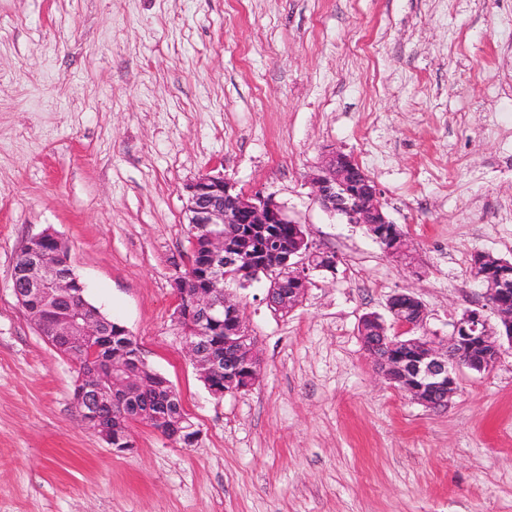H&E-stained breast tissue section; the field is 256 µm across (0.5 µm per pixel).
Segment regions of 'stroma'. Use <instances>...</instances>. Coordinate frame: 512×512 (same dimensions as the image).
<instances>
[{
  "label": "stroma",
  "instance_id": "obj_1",
  "mask_svg": "<svg viewBox=\"0 0 512 512\" xmlns=\"http://www.w3.org/2000/svg\"><path fill=\"white\" fill-rule=\"evenodd\" d=\"M378 185L413 257L314 199L328 150ZM223 176L305 224L335 272L289 313L232 288L253 388L214 397L173 322L186 184ZM87 300L181 397L191 446L112 452L79 369L11 288L45 229ZM512 260V0H0V512H512V349L435 412L390 388L359 320L411 291L441 340Z\"/></svg>",
  "mask_w": 512,
  "mask_h": 512
}]
</instances>
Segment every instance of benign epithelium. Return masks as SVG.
Instances as JSON below:
<instances>
[{"instance_id":"7a95c632","label":"benign epithelium","mask_w":512,"mask_h":512,"mask_svg":"<svg viewBox=\"0 0 512 512\" xmlns=\"http://www.w3.org/2000/svg\"><path fill=\"white\" fill-rule=\"evenodd\" d=\"M309 184L319 205L345 218L349 224L368 229L374 240L387 241L386 252L393 258L410 259L409 237L398 231L384 239L381 225L391 223L384 211L380 190L356 159L342 151L329 153L309 176ZM185 216L192 240L204 241V260L188 262L187 271L174 287L179 298L174 312L176 326L187 322L192 334L181 342L195 362L200 376L217 397L253 387L260 379L261 363L257 340L244 320L239 305L220 284L247 285L244 277L262 271L277 282L286 276L294 287L268 289L267 303L280 311H292L299 304L309 283L308 272L334 271L331 257L323 264L314 261L316 250L302 224L291 220L281 203L271 195L247 194L223 177L202 176L186 185ZM272 224H288L293 245L282 252L272 248ZM276 257L273 265L261 261L244 262L254 251ZM21 266L12 271V290L18 303L48 342L62 345L64 355L78 365L81 380L95 385L74 392V401L84 422L115 453L133 449L130 433H113L112 419L125 418L137 407L138 399L168 385L154 373L134 377L130 366L145 365L139 345L128 353L126 342L116 336H130L125 326L116 331L112 320L93 309L85 300V287L74 274L69 253L58 235L45 230L28 239L17 251ZM473 270L485 290L497 325L478 309L464 311L452 323L442 343H432L417 335L426 326L427 310L413 298L414 308L398 312L395 297L387 300L390 322L374 316L373 339L368 349L389 387L433 411H443L458 391L460 371L467 368L484 372L500 359L502 340L512 345V264L480 252ZM224 329V350L210 344L220 326ZM181 413L176 419L155 414L156 431L174 442L192 445L197 431L177 402Z\"/></svg>"}]
</instances>
